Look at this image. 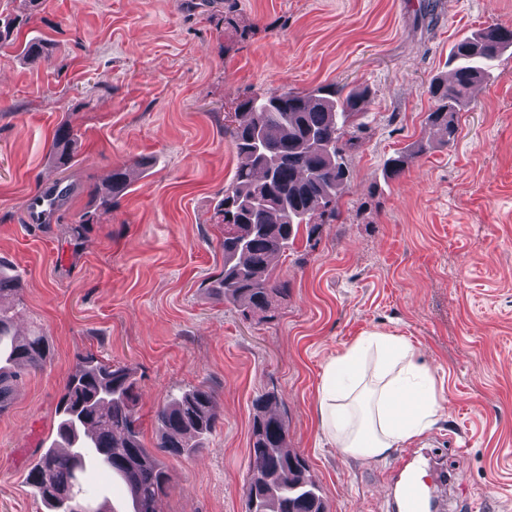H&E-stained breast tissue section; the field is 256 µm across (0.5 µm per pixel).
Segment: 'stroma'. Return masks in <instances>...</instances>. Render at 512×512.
Instances as JSON below:
<instances>
[{
  "mask_svg": "<svg viewBox=\"0 0 512 512\" xmlns=\"http://www.w3.org/2000/svg\"><path fill=\"white\" fill-rule=\"evenodd\" d=\"M491 23L512 25V0H39L20 38L47 40L48 59L0 50V259L23 278L18 330H40L53 356L0 412V512H48L26 475L89 353L133 369L149 448L170 396L216 394L204 447L161 456L158 512H245L254 402L268 392L329 512H392L407 448L444 454L475 512H512V50L456 113L453 144H431L425 125L450 48ZM330 83L369 93L340 216L277 259L276 318L244 320L204 286L224 267L213 214L236 166L224 126L254 93ZM65 121L79 139L63 171L52 138ZM421 141L384 181L386 161ZM136 159L142 177L96 211L94 187ZM48 179L70 194L29 223ZM372 331L409 339L448 404L407 448L361 464L323 439L314 405L324 361Z\"/></svg>",
  "mask_w": 512,
  "mask_h": 512,
  "instance_id": "obj_1",
  "label": "stroma"
}]
</instances>
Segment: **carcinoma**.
<instances>
[{
    "label": "carcinoma",
    "mask_w": 512,
    "mask_h": 512,
    "mask_svg": "<svg viewBox=\"0 0 512 512\" xmlns=\"http://www.w3.org/2000/svg\"><path fill=\"white\" fill-rule=\"evenodd\" d=\"M17 18L0 16V47L10 44ZM512 48V28L493 23L465 35L452 46L449 76L429 85L435 103L426 125L448 145L457 139L454 113L471 103L476 87L490 80L501 56ZM366 91H344L334 84L308 92H262L237 106L229 130L235 151L233 179L224 187L217 215L238 226L222 238L224 269L207 287L233 303L243 316L267 314L287 296L288 281L274 276L272 262L295 244L300 228L313 236L338 214L337 189L347 179L345 147L353 144L350 128L366 103ZM76 133L57 127L54 157L66 170L74 160ZM426 145L388 159L386 174H402ZM134 168L112 170L106 191L96 194L95 209L112 211L115 197L130 182ZM22 301L21 281L0 272V409L10 400L21 372L41 370L50 362L52 346L39 330L25 336L13 332L15 307ZM138 386L132 369L86 355L65 381L58 404L56 438L27 475L34 493L54 512L75 496L87 512H111L107 504L92 505L94 490L80 475L95 453L94 465L120 477L133 512H157L155 504L171 477L164 464L144 447L137 413ZM275 394L255 400L249 455L264 468L257 496L246 497L248 512H327L321 491L305 461L288 449V420L271 409ZM215 396L206 387L185 390L158 410L157 448L190 455L203 447L215 430Z\"/></svg>",
    "instance_id": "cac0c4a2"
}]
</instances>
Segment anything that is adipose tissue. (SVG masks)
I'll return each mask as SVG.
<instances>
[{"label": "adipose tissue", "instance_id": "ef3b65f1", "mask_svg": "<svg viewBox=\"0 0 512 512\" xmlns=\"http://www.w3.org/2000/svg\"><path fill=\"white\" fill-rule=\"evenodd\" d=\"M447 402L415 345L369 332L325 363L315 417L343 454L368 462L432 429Z\"/></svg>", "mask_w": 512, "mask_h": 512}]
</instances>
